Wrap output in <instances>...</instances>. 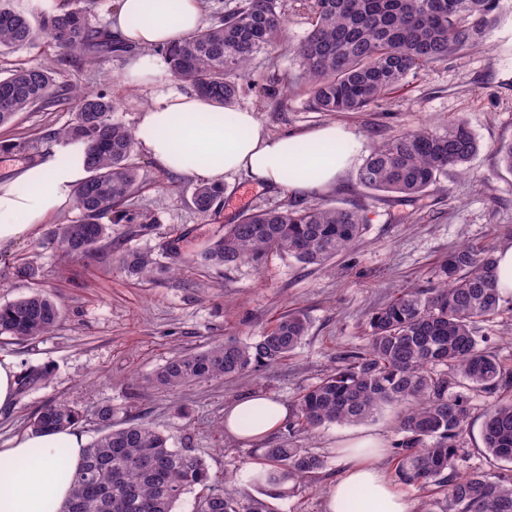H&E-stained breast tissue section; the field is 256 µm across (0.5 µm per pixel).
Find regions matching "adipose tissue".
Returning a JSON list of instances; mask_svg holds the SVG:
<instances>
[{"instance_id":"obj_1","label":"adipose tissue","mask_w":512,"mask_h":512,"mask_svg":"<svg viewBox=\"0 0 512 512\" xmlns=\"http://www.w3.org/2000/svg\"><path fill=\"white\" fill-rule=\"evenodd\" d=\"M203 24L202 0H116L110 28L136 48L124 68L127 85L154 84L160 49ZM139 147L164 171L209 183L238 174L258 185L304 194L334 187L360 149L356 134L334 124L301 135H271L255 112L228 110L209 98L171 91L138 117ZM88 176L82 149H51L39 162L0 182V249L28 238L67 208ZM259 418L244 431L245 410ZM286 404L256 392L224 412L225 430L261 443L288 417ZM84 440L73 430L28 434L0 445V512H60L72 490ZM345 467L327 495V512H413L411 502L377 462L378 443L351 439Z\"/></svg>"}]
</instances>
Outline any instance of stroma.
<instances>
[{"mask_svg":"<svg viewBox=\"0 0 512 512\" xmlns=\"http://www.w3.org/2000/svg\"><path fill=\"white\" fill-rule=\"evenodd\" d=\"M287 18L285 39L258 54L242 82L236 108L256 112L274 135H300L336 123L351 129L361 150L333 189L301 196L258 187L244 177L224 179L218 214L198 213L191 194L195 181L158 169L143 151L133 162L145 187L132 208L155 214L159 224L143 237L136 225L112 227V247L62 259L45 235L48 225L0 251V304L45 290L61 310V320L46 336L18 342L0 336V356L15 359L19 374H34L18 388L15 404L0 411V442L26 435L32 414L51 402L77 406L88 413L76 430L85 440L98 434L96 408L108 405L114 425L150 424L170 437L174 448L201 454L211 475L240 473L257 458L259 446L238 441L224 430V410L252 392L294 404L297 396L336 365L338 356L364 350L371 314L407 288L436 281L449 252L464 245L512 244V171L500 165L496 148L512 141V0H503V19L483 45L467 54L426 68L370 112L328 115L314 111L306 92L290 88L298 71L291 51L308 28V12L298 0H281ZM58 49L39 38L20 50L0 52V68L17 63H55L62 86L104 91L116 99L114 121L136 128L139 111L158 95L189 91V83L160 71L149 88L124 81L127 51L103 52L92 63L59 62ZM72 118L70 106L19 114L0 127L4 140L39 139L35 153L0 152V181L14 166L39 160L55 145L53 134ZM463 120L481 144L469 173L448 170L429 196L406 201L361 187L357 171L378 143L399 130L439 129ZM329 203L365 209L368 222L356 245L327 267L307 266L291 256L271 252L260 261L231 267L194 262L193 257L238 223L245 213L278 209L293 201ZM178 241L187 263L167 277L143 279L124 272L115 249L138 248L162 258L167 241ZM24 257L38 266L36 282L20 280L14 263ZM291 310L306 313L310 328L282 362L260 368L244 379L210 380L178 389L152 384L153 374L177 354L195 353L227 339L248 341L261 335ZM494 396H469L470 421L463 436L464 468L496 473L503 462L484 448L482 425ZM400 409L388 406L356 425L328 424L299 442L315 449L327 467L315 480L290 481L282 496L268 500L272 512H326L330 485L343 468L341 448L359 434L380 438L382 463L393 467V444L399 439Z\"/></svg>","mask_w":512,"mask_h":512,"instance_id":"1","label":"stroma"}]
</instances>
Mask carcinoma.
Segmentation results:
<instances>
[{
  "mask_svg": "<svg viewBox=\"0 0 512 512\" xmlns=\"http://www.w3.org/2000/svg\"><path fill=\"white\" fill-rule=\"evenodd\" d=\"M501 0H310L311 18L293 47L296 85L305 87L317 112H365L378 107L409 77L425 67L461 56L483 43L499 20ZM286 31L278 0H238L234 9L166 49L169 73L217 104H230L241 91L256 55ZM50 38L67 59H88L111 48L107 32L94 27L80 0H66L37 22L0 0V48L14 49ZM59 72L51 67L18 66L0 77V126L34 108L62 104L56 95ZM72 122L54 137L84 145L88 178L74 190L79 212L70 224H56L47 241L63 256L81 257L110 237L113 224H138L140 235L157 220L127 211L143 189L132 162L134 132L112 120L116 105L103 92L71 89ZM480 143L465 122L444 130L400 131L373 147L357 172L365 189L419 200L434 190L448 169L466 173ZM224 187L198 184L193 207L215 214ZM364 210L330 204L291 203L281 210L249 212L201 253L220 267L235 266L279 251L306 265L326 266L358 242ZM163 265L149 251L127 249L120 268L134 276L157 277L174 270L179 244L166 247ZM491 246H463L440 268L429 288H409L369 319L366 351L338 357L336 367L304 389L295 404L288 436L262 449L269 470L255 479L280 485L312 480L325 456L297 444L302 433L331 423L354 424L383 406H403L395 443L394 478L427 494L426 512H512V474L491 477L462 469V436L469 425L466 392L494 394L512 385L508 360L483 346L480 324L506 311L496 280ZM16 277L35 281L40 271L20 258ZM60 310L36 289L0 306V335L24 341L50 334ZM301 312L279 318L249 342L226 340L177 355L152 378L163 387L243 378L283 361L308 334ZM84 413L69 404H48L29 419L36 434L76 425ZM113 411L95 412L100 436L87 444L74 474L72 494L62 512H175L181 496L200 488L197 512H269L267 502L213 479L201 456L171 448L169 436L142 422L112 427ZM483 442L497 460L512 462V399L499 400L485 415Z\"/></svg>",
  "mask_w": 512,
  "mask_h": 512,
  "instance_id": "carcinoma-1",
  "label": "carcinoma"
}]
</instances>
